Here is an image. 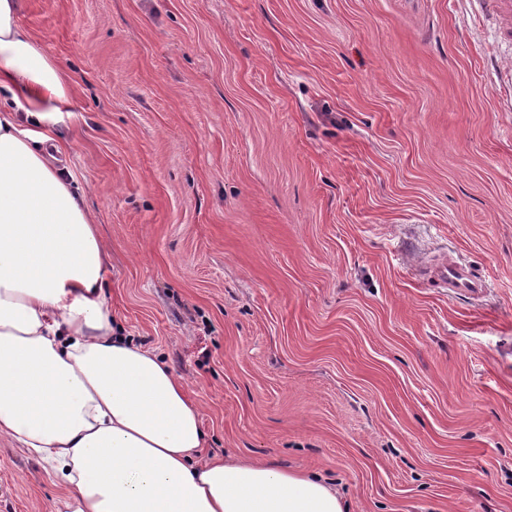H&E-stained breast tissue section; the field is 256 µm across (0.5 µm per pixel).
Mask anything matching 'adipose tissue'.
<instances>
[{"instance_id":"adipose-tissue-1","label":"adipose tissue","mask_w":512,"mask_h":512,"mask_svg":"<svg viewBox=\"0 0 512 512\" xmlns=\"http://www.w3.org/2000/svg\"><path fill=\"white\" fill-rule=\"evenodd\" d=\"M0 0V438L46 463L61 512H346L334 484L264 459L197 462L200 408L154 350L133 344L104 294L94 214L49 136L67 98L57 65Z\"/></svg>"}]
</instances>
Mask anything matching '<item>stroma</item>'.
<instances>
[{"label": "stroma", "instance_id": "1", "mask_svg": "<svg viewBox=\"0 0 512 512\" xmlns=\"http://www.w3.org/2000/svg\"><path fill=\"white\" fill-rule=\"evenodd\" d=\"M126 336L349 512H512V30L485 0H22ZM469 264L486 288L429 280ZM65 491L0 438V512Z\"/></svg>", "mask_w": 512, "mask_h": 512}]
</instances>
